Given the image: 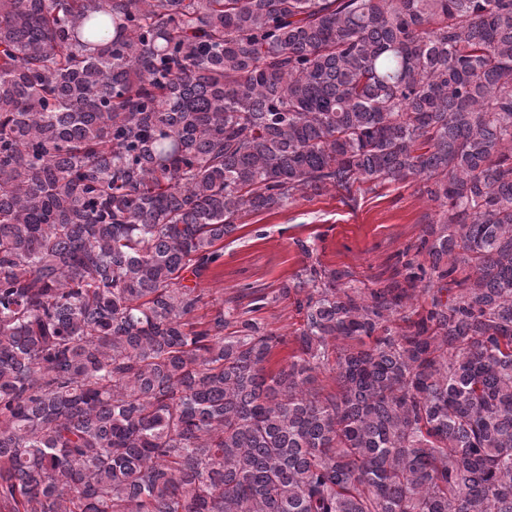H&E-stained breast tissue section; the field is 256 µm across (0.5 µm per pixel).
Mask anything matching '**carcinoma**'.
<instances>
[{
  "mask_svg": "<svg viewBox=\"0 0 512 512\" xmlns=\"http://www.w3.org/2000/svg\"><path fill=\"white\" fill-rule=\"evenodd\" d=\"M416 177L292 361L198 314L245 216ZM0 512H512V0H0Z\"/></svg>",
  "mask_w": 512,
  "mask_h": 512,
  "instance_id": "obj_1",
  "label": "carcinoma"
}]
</instances>
